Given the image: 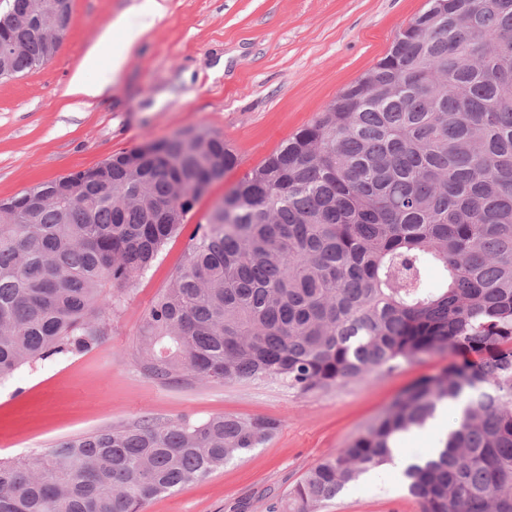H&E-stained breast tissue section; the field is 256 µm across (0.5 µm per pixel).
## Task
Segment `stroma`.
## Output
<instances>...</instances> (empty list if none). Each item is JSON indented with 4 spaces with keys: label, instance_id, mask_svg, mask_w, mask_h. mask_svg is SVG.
I'll return each mask as SVG.
<instances>
[{
    "label": "stroma",
    "instance_id": "35a3bbf8",
    "mask_svg": "<svg viewBox=\"0 0 512 512\" xmlns=\"http://www.w3.org/2000/svg\"><path fill=\"white\" fill-rule=\"evenodd\" d=\"M140 0H72L71 23L43 66L0 81V199L87 170L112 155L178 132L221 136L239 164L195 205L206 223L251 169L310 124L366 74L427 0H166L150 18ZM113 42L142 29L120 72L108 58L84 60L99 33ZM84 69L107 81L90 100L68 92ZM187 235L171 239L145 277L126 285L108 336L84 352L26 364L0 380V459L30 460L65 439L144 421L198 422L216 415L269 417L278 427L257 448L205 479L148 502L142 512H270L306 472L335 454L417 379L453 362L437 354L387 371L301 393L261 378L162 382L135 361L152 300L182 262ZM456 412L397 443L425 457L455 425ZM318 512H419L399 471L362 475Z\"/></svg>",
    "mask_w": 512,
    "mask_h": 512
}]
</instances>
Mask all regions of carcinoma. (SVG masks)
Segmentation results:
<instances>
[{"label": "carcinoma", "mask_w": 512, "mask_h": 512, "mask_svg": "<svg viewBox=\"0 0 512 512\" xmlns=\"http://www.w3.org/2000/svg\"><path fill=\"white\" fill-rule=\"evenodd\" d=\"M0 14V80L47 63L62 0ZM512 0H427L374 67L241 179L196 225L151 303L139 361L164 382L266 377L301 393L437 353L458 360L405 389L312 469L280 512H315L391 461L399 436L462 404L442 447L404 471L421 512H512ZM0 206V379L88 350L114 286L146 274L210 186L238 165L179 132ZM83 181L78 194L61 191ZM444 285L426 284L427 268ZM267 417L145 422L0 461V512H141L266 440Z\"/></svg>", "instance_id": "cac0c4a2"}]
</instances>
